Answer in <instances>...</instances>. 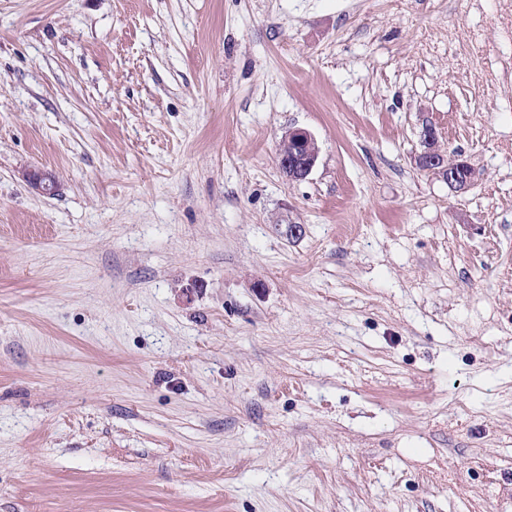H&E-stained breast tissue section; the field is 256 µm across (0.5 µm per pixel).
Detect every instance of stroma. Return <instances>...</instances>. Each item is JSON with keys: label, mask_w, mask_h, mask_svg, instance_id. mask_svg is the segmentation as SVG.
<instances>
[{"label": "stroma", "mask_w": 512, "mask_h": 512, "mask_svg": "<svg viewBox=\"0 0 512 512\" xmlns=\"http://www.w3.org/2000/svg\"><path fill=\"white\" fill-rule=\"evenodd\" d=\"M0 512H512V0H0ZM422 136L423 150L415 158L419 169L438 175L456 191H466L478 182L482 173L460 152L448 153L447 158L432 124H425ZM320 148L309 130L297 128L286 132L279 141L277 163L288 182L307 179L319 159Z\"/></svg>", "instance_id": "35a3bbf8"}]
</instances>
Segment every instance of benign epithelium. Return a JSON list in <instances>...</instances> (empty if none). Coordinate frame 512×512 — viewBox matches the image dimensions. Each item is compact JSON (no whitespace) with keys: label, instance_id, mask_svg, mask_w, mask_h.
Masks as SVG:
<instances>
[{"label":"benign epithelium","instance_id":"7a95c632","mask_svg":"<svg viewBox=\"0 0 512 512\" xmlns=\"http://www.w3.org/2000/svg\"><path fill=\"white\" fill-rule=\"evenodd\" d=\"M423 150L416 156V166L442 178L450 188L466 191L481 178L482 173L459 152L447 153L439 142L436 128H423ZM320 148L316 137L306 129L286 132L279 141L277 163L281 174L290 182H301L311 174L319 159ZM26 181L44 195L58 191L55 177L42 170L26 174Z\"/></svg>","mask_w":512,"mask_h":512}]
</instances>
